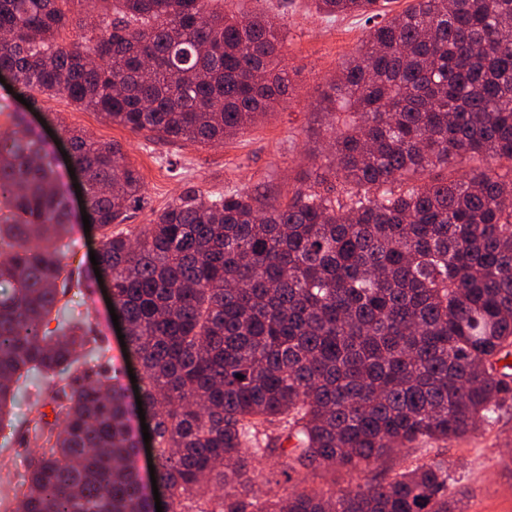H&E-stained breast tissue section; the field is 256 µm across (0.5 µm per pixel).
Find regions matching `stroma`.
Masks as SVG:
<instances>
[{"mask_svg":"<svg viewBox=\"0 0 512 512\" xmlns=\"http://www.w3.org/2000/svg\"><path fill=\"white\" fill-rule=\"evenodd\" d=\"M216 9L243 14L276 16L286 40L285 63L294 90L275 112L260 119L243 135L213 146L167 143L151 133L133 132L100 119L97 113L75 107L63 96L41 97L39 106L25 108L0 83V133L10 131L11 113H25L29 123L43 133L49 149L61 152L67 144L59 130L48 129L46 119L82 129L94 138L118 143L128 162L139 168L144 179L142 208L131 210L129 224H146L154 209L172 201L191 183L210 194L252 191L283 199L296 185L314 159L308 146L316 136L326 133L327 118L315 108L326 79L359 45L365 30L355 16L332 19L318 14L311 0H217ZM107 285L93 284L89 298L74 296V312L91 313L96 331L123 386H130V369L137 362L126 356L106 303ZM444 460L460 478L470 496L467 512H512V409L492 423L459 440L440 442L433 449L398 452L372 466L370 477L384 479L425 456ZM256 485L260 494L281 493L285 485L299 489H348L357 482L355 474L339 469L316 470L285 479L274 459L255 464Z\"/></svg>","mask_w":512,"mask_h":512,"instance_id":"35a3bbf8","label":"stroma"}]
</instances>
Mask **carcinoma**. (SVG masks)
Masks as SVG:
<instances>
[{
    "instance_id": "cac0c4a2",
    "label": "carcinoma",
    "mask_w": 512,
    "mask_h": 512,
    "mask_svg": "<svg viewBox=\"0 0 512 512\" xmlns=\"http://www.w3.org/2000/svg\"><path fill=\"white\" fill-rule=\"evenodd\" d=\"M213 0H0V72L32 104L63 95L133 132L208 145L292 89L269 15ZM358 15L356 52L329 79L327 163L269 203L194 185L125 227L144 181L120 146L65 126L100 231V274L142 368L168 512H464L430 458L349 491L260 496L252 461L285 474L362 473L402 448L448 442L512 403V0H312ZM0 137V425L40 377L37 449L20 512H154L139 442L90 314L71 292L74 227L41 134L16 113ZM55 327H50L51 322ZM242 378H236V375ZM52 406L54 421L42 408Z\"/></svg>"
}]
</instances>
